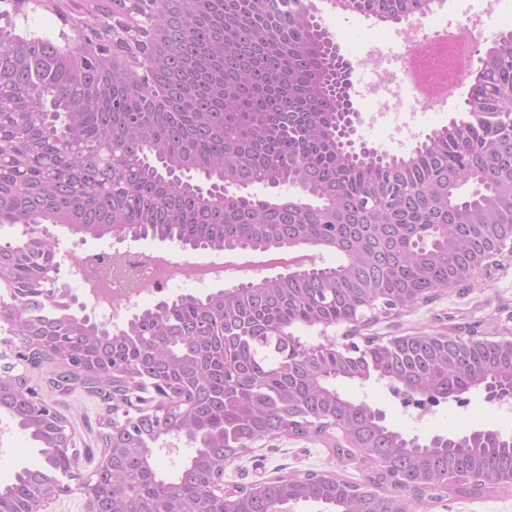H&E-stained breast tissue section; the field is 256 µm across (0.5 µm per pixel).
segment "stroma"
Listing matches in <instances>:
<instances>
[{"label": "stroma", "mask_w": 512, "mask_h": 512, "mask_svg": "<svg viewBox=\"0 0 512 512\" xmlns=\"http://www.w3.org/2000/svg\"><path fill=\"white\" fill-rule=\"evenodd\" d=\"M112 0H53L44 5L43 0H30L25 14L15 18L16 29L24 34H37L59 38L65 25H79L90 15L101 14L111 6ZM447 12L438 17L440 25L464 13L479 12L492 8L495 31L512 30V0H446ZM362 15L352 13L339 18L326 16L325 24L341 40L353 43L356 60H369L370 50L376 45L391 44L395 36L389 32L376 33L364 25ZM59 241L57 260L61 264L59 286L80 294L81 285L69 273L65 264L66 254L75 246L88 250L116 249L115 239L89 238L86 240L57 231ZM476 327L479 335L491 340L512 334V264L498 270L490 280L468 289L465 293L441 294L433 302L418 304L390 318H379L368 328L371 336L386 340L422 331L445 332L457 326ZM47 361L27 369L31 386L40 390L43 399L55 404L57 410L69 421L76 433L78 448H97L98 415L103 406L97 399L82 391L62 396L43 386V379L53 369ZM342 391L357 401L368 403L385 412L387 421L395 428L411 436L428 438L434 435H462L474 430L497 429L512 434V420H500L494 415L496 406L488 402L483 391L475 390L467 396L465 404L448 402L433 410L421 413L401 406L391 396L385 383L370 381L365 384L345 382ZM4 453L0 454V483L9 482L15 472L37 459L34 444L27 432L13 428L10 435L0 442ZM314 470L333 473L349 480L362 481L363 466L338 461L324 443L313 438L281 437L264 441L224 470L228 484L247 485L257 480ZM414 512H512V493L504 494L486 489L477 495H464L456 491L440 493L434 500H426L413 506Z\"/></svg>", "instance_id": "obj_1"}]
</instances>
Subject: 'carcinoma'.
I'll return each instance as SVG.
<instances>
[{"label":"carcinoma","mask_w":512,"mask_h":512,"mask_svg":"<svg viewBox=\"0 0 512 512\" xmlns=\"http://www.w3.org/2000/svg\"><path fill=\"white\" fill-rule=\"evenodd\" d=\"M383 21L424 15V0H345ZM116 18L154 17L159 48L152 84L131 85L91 37L73 52L47 37L0 27V227H25L0 243V331L87 349L88 361L131 367L188 396L163 416L110 408L112 388L83 363L48 378L109 406L100 422L112 474L97 490L112 512H391L393 479L458 488L461 474L512 488V435L410 438L384 414L342 394L341 381L406 383L443 400L493 377L512 380V351L478 336L419 332L355 353H313L291 328L345 323L369 302L409 306L468 282L512 244V30L479 59L478 95L454 130L433 131L409 162L346 144V64L313 0H117ZM262 186L269 195L252 194ZM101 239L122 230L183 246L271 248L304 244L335 252L257 287L180 295L111 329L54 294L57 242L33 226ZM25 380L0 373V408L37 445L40 462L0 484V512L62 486L75 466L55 447V424L26 399ZM343 424L381 464L378 489L314 472L214 491L224 463L266 438L322 435ZM191 452L173 476L156 450Z\"/></svg>","instance_id":"carcinoma-1"}]
</instances>
